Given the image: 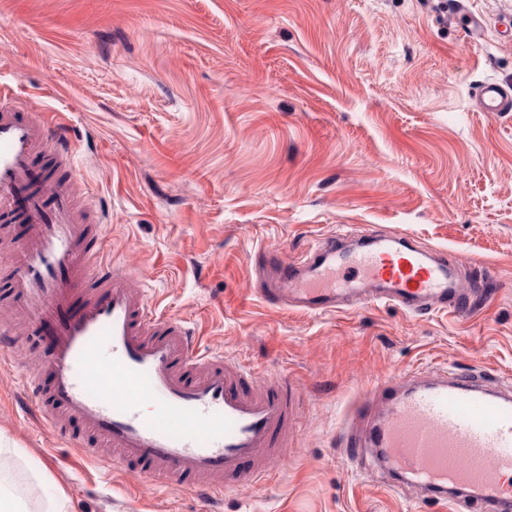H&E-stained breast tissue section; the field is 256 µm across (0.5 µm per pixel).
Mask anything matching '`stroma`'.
<instances>
[{
  "instance_id": "obj_1",
  "label": "stroma",
  "mask_w": 512,
  "mask_h": 512,
  "mask_svg": "<svg viewBox=\"0 0 512 512\" xmlns=\"http://www.w3.org/2000/svg\"><path fill=\"white\" fill-rule=\"evenodd\" d=\"M480 21L471 32L472 21ZM512 0H0V83L63 114L113 258L205 350L285 375L302 395L274 479L219 512H446L376 486L336 446L367 388L448 367L512 391ZM398 231L496 280L462 319L362 302L275 309L254 255ZM0 369V439L27 512H201L190 492L82 460L52 441ZM482 112H512V93L496 83H486L477 92Z\"/></svg>"
}]
</instances>
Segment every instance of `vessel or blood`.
Wrapping results in <instances>:
<instances>
[{
  "instance_id": "obj_1",
  "label": "vessel or blood",
  "mask_w": 512,
  "mask_h": 512,
  "mask_svg": "<svg viewBox=\"0 0 512 512\" xmlns=\"http://www.w3.org/2000/svg\"><path fill=\"white\" fill-rule=\"evenodd\" d=\"M477 99L482 111L512 112L498 84ZM77 184L69 125L0 85V364L16 367L50 435L84 460L136 467L207 503L272 479L300 413L287 377L258 382L159 314L108 258L105 226ZM261 254L256 293L273 308L336 312L339 299L363 298L469 317L492 296L484 277L461 283L445 254L405 246L398 232L367 234L355 251L328 237L305 262ZM337 443L352 460L370 449L393 473L387 488L413 487L450 512L461 490L480 512H512V395L477 373L384 382L354 403Z\"/></svg>"
}]
</instances>
